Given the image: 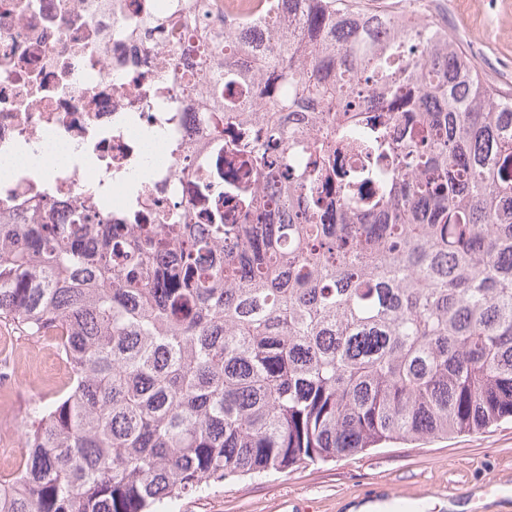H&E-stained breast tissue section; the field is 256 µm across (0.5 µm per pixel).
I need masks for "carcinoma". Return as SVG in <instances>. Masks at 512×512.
Here are the masks:
<instances>
[{"instance_id":"cac0c4a2","label":"carcinoma","mask_w":512,"mask_h":512,"mask_svg":"<svg viewBox=\"0 0 512 512\" xmlns=\"http://www.w3.org/2000/svg\"><path fill=\"white\" fill-rule=\"evenodd\" d=\"M256 2L275 36L257 74L209 55L202 76L211 118L237 121L235 223L0 212V322L60 337L72 369L28 413L0 512H162L512 418V92L421 16ZM273 142L294 172L270 206Z\"/></svg>"}]
</instances>
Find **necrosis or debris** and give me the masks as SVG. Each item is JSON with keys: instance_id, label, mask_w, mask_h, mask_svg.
Returning <instances> with one entry per match:
<instances>
[{"instance_id": "obj_1", "label": "necrosis or debris", "mask_w": 512, "mask_h": 512, "mask_svg": "<svg viewBox=\"0 0 512 512\" xmlns=\"http://www.w3.org/2000/svg\"><path fill=\"white\" fill-rule=\"evenodd\" d=\"M252 4L210 0L202 17L184 0H0V168H12L0 210L23 216L43 201L59 224L81 206L148 225L188 209L205 227L200 176L224 139L196 85L198 32L223 33ZM158 16L167 27L148 35L143 22Z\"/></svg>"}]
</instances>
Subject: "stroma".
Masks as SVG:
<instances>
[{"mask_svg": "<svg viewBox=\"0 0 512 512\" xmlns=\"http://www.w3.org/2000/svg\"><path fill=\"white\" fill-rule=\"evenodd\" d=\"M423 16L446 28L484 79L512 89V0H421ZM48 349L0 323V442H20L23 418L58 397L62 379ZM512 487V421L459 436L389 443L264 478L212 483L168 512H345L348 501L399 495L434 505L464 503L487 484Z\"/></svg>", "mask_w": 512, "mask_h": 512, "instance_id": "1", "label": "stroma"}]
</instances>
